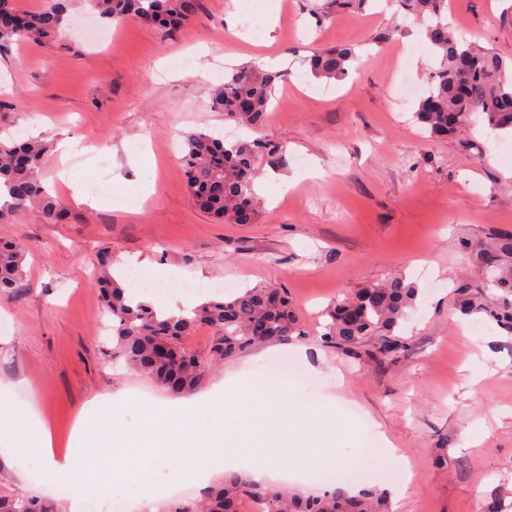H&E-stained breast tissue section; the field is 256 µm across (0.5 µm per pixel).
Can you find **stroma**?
I'll list each match as a JSON object with an SVG mask.
<instances>
[{
	"mask_svg": "<svg viewBox=\"0 0 512 512\" xmlns=\"http://www.w3.org/2000/svg\"><path fill=\"white\" fill-rule=\"evenodd\" d=\"M324 0H281L271 28L254 0H198L196 16L171 35L128 19L91 22L57 43H14L0 50V132L25 127L49 143L44 183L75 217L47 224L19 212L0 223V240L30 243L26 286L0 297V392L41 418L55 455L82 447L113 426L136 427L145 406L173 402L151 378L113 362L108 320L93 281L97 257L136 269L146 260L173 277L169 299L210 298V284L266 285L285 291L305 333L224 359L192 392L206 399L224 385L257 379L261 364L302 368L294 399L330 401L336 419L296 437L316 474L329 477L330 448L363 447L339 423L359 418L387 438L394 457L372 458L357 490L386 492L388 479L411 474L391 512H485L487 495L512 488V335L478 316L460 317L450 293L475 277L457 243L512 233V162L495 137L476 127L475 149L426 139L413 104L390 95L399 80L425 87L437 66L418 27L402 43L381 40L390 17L368 10L321 18ZM459 38L512 57V0H449ZM354 46L360 56L342 80L313 76L316 48ZM287 70L259 132L281 147L260 157L250 224H218L199 210L182 164L183 136L220 137L233 129L208 111V91L233 68ZM105 142L104 165L74 176L117 183L135 179L138 159H156V192L146 202L127 194L102 207L73 201L60 175L59 148L88 138ZM401 275L422 296L401 329L404 350L379 351L378 337L337 350L321 338L324 312L365 285ZM44 461L0 460V498L44 497Z\"/></svg>",
	"mask_w": 512,
	"mask_h": 512,
	"instance_id": "35a3bbf8",
	"label": "stroma"
}]
</instances>
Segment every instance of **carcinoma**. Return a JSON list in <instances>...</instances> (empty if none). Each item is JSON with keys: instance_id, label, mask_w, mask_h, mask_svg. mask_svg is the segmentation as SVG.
Wrapping results in <instances>:
<instances>
[{"instance_id": "cac0c4a2", "label": "carcinoma", "mask_w": 512, "mask_h": 512, "mask_svg": "<svg viewBox=\"0 0 512 512\" xmlns=\"http://www.w3.org/2000/svg\"><path fill=\"white\" fill-rule=\"evenodd\" d=\"M49 0L37 12H20L12 0H0V47L14 42H55L69 26L67 3ZM401 22L384 36L388 40L405 31L412 18L424 24V35L439 65L431 75L427 93L416 103L415 117L428 137L455 140L462 148L472 143L463 133L481 124L495 134H512V60L493 50L457 38L448 28V0H391ZM100 20L137 19L164 32L176 30L196 11L197 0H80ZM357 58L352 47L318 50L307 59L320 79L339 80ZM275 76L242 66L233 69L224 84L209 94L208 108L249 129L262 127L271 109ZM182 161L187 186L195 204L220 223L249 224L257 212L253 194L255 158L281 149L260 139L226 144L204 132L184 135ZM49 146L33 139L0 140V221L35 210L47 224H66L72 213L50 194L41 181ZM461 250L481 275L474 283L463 280L454 288V304L464 316L485 315L512 334V235L504 234L487 245L460 242ZM30 250L22 240L0 242V294L24 288V262ZM99 293L112 315V354L153 377L173 394L194 390L203 380L208 363L187 348L198 328L215 331L210 358L222 360L250 347L279 342L301 334L288 296L267 286L244 288L228 297L208 299L179 314H163L148 301L130 299L112 275V252L98 257ZM419 289L394 276L386 282L359 289L336 302L327 312L322 333L328 346L344 349L366 336H380V352L392 358L400 350L395 331L408 318ZM263 504V512H387L377 495H349L336 489L318 495L262 486L246 476L229 475L205 491L196 511L190 505L165 503L160 512H238L240 500ZM0 512H58L55 502L24 495L1 500Z\"/></svg>"}]
</instances>
